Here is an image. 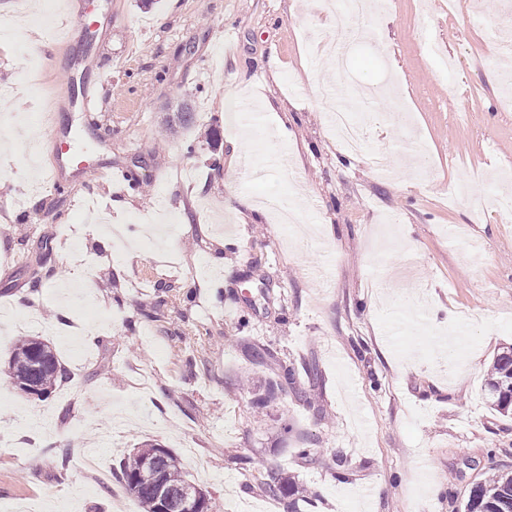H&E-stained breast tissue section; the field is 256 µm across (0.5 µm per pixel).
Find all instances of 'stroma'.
<instances>
[{
  "label": "stroma",
  "mask_w": 512,
  "mask_h": 512,
  "mask_svg": "<svg viewBox=\"0 0 512 512\" xmlns=\"http://www.w3.org/2000/svg\"><path fill=\"white\" fill-rule=\"evenodd\" d=\"M38 2L53 36L30 23L0 45V140L20 122L41 147L36 168L25 146L0 155V309L38 320L0 322V506L110 512L125 487L94 483L79 456L113 471L145 441L182 457L222 512H287L264 490L273 472L304 488L300 512H457L512 470V419L482 393L512 344L498 202L512 183L495 180L512 173L498 78L512 0H389L363 21L381 40L340 73L336 17L316 0ZM82 22L96 33L62 38ZM73 76L98 84L91 114L71 105ZM358 85L375 94L356 153L329 111ZM54 129L76 132L93 172L30 191L55 163ZM233 191L278 195L307 234L225 208ZM91 205L132 232L171 225L169 241L104 248ZM40 334L69 372L44 401L3 369L16 338ZM448 336L464 339L449 359Z\"/></svg>",
  "instance_id": "35a3bbf8"
}]
</instances>
